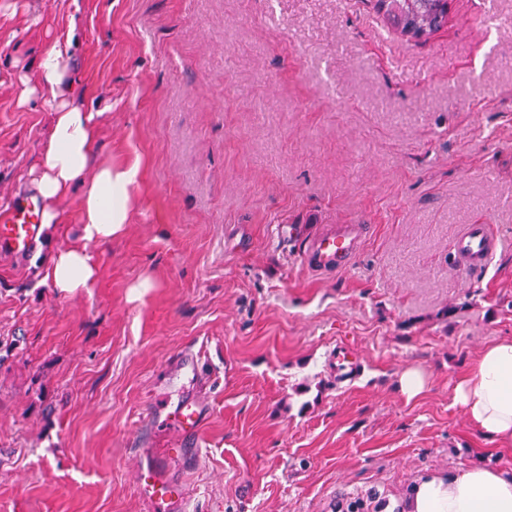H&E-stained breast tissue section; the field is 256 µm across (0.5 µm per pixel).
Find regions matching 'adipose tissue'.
<instances>
[{
  "mask_svg": "<svg viewBox=\"0 0 512 512\" xmlns=\"http://www.w3.org/2000/svg\"><path fill=\"white\" fill-rule=\"evenodd\" d=\"M72 39L55 42L40 62V83L52 102L53 122L44 161L28 174L43 200L42 226L58 223L56 205L80 191L81 244L56 250L46 276L65 293L93 287L98 270L89 247L120 235L129 219L133 166L92 165L98 139L95 116L76 103L71 75ZM453 402L501 450L512 448V337L487 344L468 376L454 388ZM403 512H512V473L472 465L460 471H433L419 478Z\"/></svg>",
  "mask_w": 512,
  "mask_h": 512,
  "instance_id": "1",
  "label": "adipose tissue"
}]
</instances>
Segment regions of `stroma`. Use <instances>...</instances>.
I'll list each match as a JSON object with an SVG mask.
<instances>
[{"mask_svg":"<svg viewBox=\"0 0 512 512\" xmlns=\"http://www.w3.org/2000/svg\"><path fill=\"white\" fill-rule=\"evenodd\" d=\"M74 38L97 163L137 164L130 219L91 248L93 288L46 280L80 240L79 195L27 255L0 254V512H149L151 405L211 409L176 512H331L431 471L512 470L453 403L512 336V0H451L424 40L373 0H0V213L29 195L52 127L21 104ZM366 225L354 267L314 277L276 227ZM502 239L453 262L466 224ZM358 363L336 377V350ZM204 378L172 381L181 353ZM421 367L408 400L399 372ZM499 246L500 239L490 224H466L455 238L454 253L463 269L480 273L487 269ZM397 390L408 400L420 395L425 388V375L418 367L405 369L397 378Z\"/></svg>","mask_w":512,"mask_h":512,"instance_id":"stroma-1","label":"stroma"}]
</instances>
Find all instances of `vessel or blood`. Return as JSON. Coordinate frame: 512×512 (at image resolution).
Wrapping results in <instances>:
<instances>
[{
	"mask_svg": "<svg viewBox=\"0 0 512 512\" xmlns=\"http://www.w3.org/2000/svg\"><path fill=\"white\" fill-rule=\"evenodd\" d=\"M41 207L40 200L29 197L13 201L4 221L0 222V253L23 255L34 247L40 236ZM363 241L361 225H337L308 240L301 254L303 268L315 275L350 270ZM499 246L500 240L491 225L467 224L455 238L454 253L465 270L479 273L487 269ZM207 415L206 400L194 397L183 400L166 414V423L179 433L180 445L164 449L138 470L137 490L151 504L153 512H167L170 505L184 499L183 486L170 481L163 473V466L173 458L186 463L197 460V444Z\"/></svg>",
	"mask_w": 512,
	"mask_h": 512,
	"instance_id": "vessel-or-blood-1",
	"label": "vessel or blood"
}]
</instances>
